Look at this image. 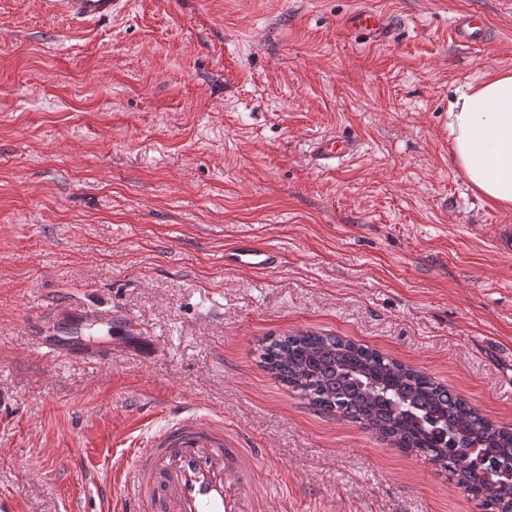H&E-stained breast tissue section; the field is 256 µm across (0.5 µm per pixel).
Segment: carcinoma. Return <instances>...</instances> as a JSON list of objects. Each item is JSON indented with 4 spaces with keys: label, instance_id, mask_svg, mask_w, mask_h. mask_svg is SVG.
<instances>
[{
    "label": "carcinoma",
    "instance_id": "obj_1",
    "mask_svg": "<svg viewBox=\"0 0 512 512\" xmlns=\"http://www.w3.org/2000/svg\"><path fill=\"white\" fill-rule=\"evenodd\" d=\"M260 358L317 408L374 430L448 472L484 512H512V432L456 392L337 336H275Z\"/></svg>",
    "mask_w": 512,
    "mask_h": 512
}]
</instances>
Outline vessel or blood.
<instances>
[{
    "mask_svg": "<svg viewBox=\"0 0 512 512\" xmlns=\"http://www.w3.org/2000/svg\"><path fill=\"white\" fill-rule=\"evenodd\" d=\"M75 18L96 22L111 18L124 0H67ZM450 38L478 45L489 36L484 16L463 12L452 21ZM347 141L330 136L314 146L317 159L349 154ZM277 253L251 239L225 250L230 268L264 271L277 265ZM256 463L248 449L230 440L223 418L195 409L175 413L131 451V465L116 471L108 512H260L252 495Z\"/></svg>",
    "mask_w": 512,
    "mask_h": 512,
    "instance_id": "vessel-or-blood-1",
    "label": "vessel or blood"
}]
</instances>
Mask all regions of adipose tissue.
Instances as JSON below:
<instances>
[{
    "label": "adipose tissue",
    "mask_w": 512,
    "mask_h": 512,
    "mask_svg": "<svg viewBox=\"0 0 512 512\" xmlns=\"http://www.w3.org/2000/svg\"><path fill=\"white\" fill-rule=\"evenodd\" d=\"M450 151L476 196L512 209V73L468 85L448 105Z\"/></svg>",
    "instance_id": "1"
}]
</instances>
